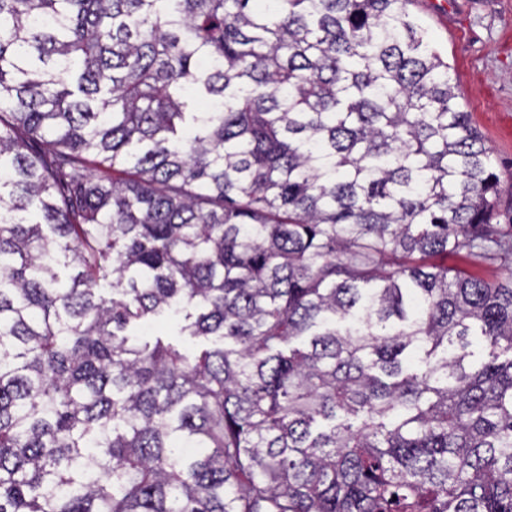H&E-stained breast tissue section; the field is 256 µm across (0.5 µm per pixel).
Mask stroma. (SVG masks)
Returning a JSON list of instances; mask_svg holds the SVG:
<instances>
[{
    "mask_svg": "<svg viewBox=\"0 0 512 512\" xmlns=\"http://www.w3.org/2000/svg\"><path fill=\"white\" fill-rule=\"evenodd\" d=\"M512 195V0H412Z\"/></svg>",
    "mask_w": 512,
    "mask_h": 512,
    "instance_id": "stroma-1",
    "label": "stroma"
}]
</instances>
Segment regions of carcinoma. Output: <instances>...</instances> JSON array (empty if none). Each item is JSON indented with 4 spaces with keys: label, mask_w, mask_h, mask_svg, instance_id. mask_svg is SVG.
Segmentation results:
<instances>
[{
    "label": "carcinoma",
    "mask_w": 512,
    "mask_h": 512,
    "mask_svg": "<svg viewBox=\"0 0 512 512\" xmlns=\"http://www.w3.org/2000/svg\"><path fill=\"white\" fill-rule=\"evenodd\" d=\"M411 2L0 0V512H512V276L444 263L512 203Z\"/></svg>",
    "instance_id": "cac0c4a2"
}]
</instances>
